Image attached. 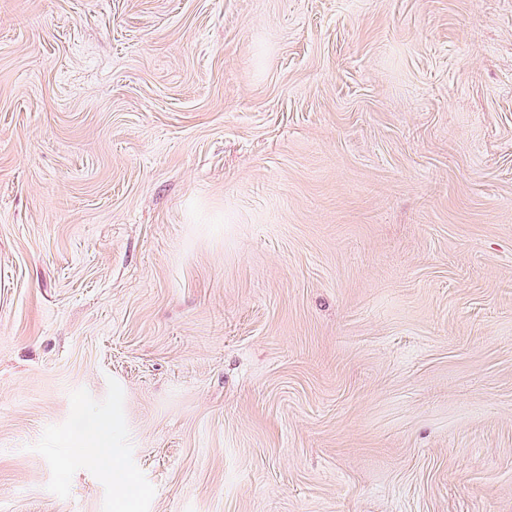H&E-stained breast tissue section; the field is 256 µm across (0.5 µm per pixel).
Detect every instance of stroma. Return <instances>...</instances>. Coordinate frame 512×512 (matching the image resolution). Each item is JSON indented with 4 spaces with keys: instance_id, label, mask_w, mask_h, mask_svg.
<instances>
[{
    "instance_id": "35a3bbf8",
    "label": "stroma",
    "mask_w": 512,
    "mask_h": 512,
    "mask_svg": "<svg viewBox=\"0 0 512 512\" xmlns=\"http://www.w3.org/2000/svg\"><path fill=\"white\" fill-rule=\"evenodd\" d=\"M512 512V0H0V512ZM90 459L102 479L112 481L113 489L121 502L127 507L138 494V488L130 475L127 474L123 461L110 455L107 448H90Z\"/></svg>"
}]
</instances>
